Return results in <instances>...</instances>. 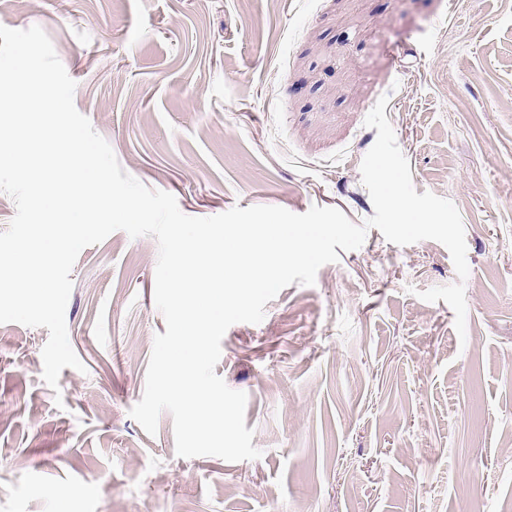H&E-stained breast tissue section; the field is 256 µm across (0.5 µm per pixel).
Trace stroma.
<instances>
[{"label": "stroma", "instance_id": "1", "mask_svg": "<svg viewBox=\"0 0 512 512\" xmlns=\"http://www.w3.org/2000/svg\"><path fill=\"white\" fill-rule=\"evenodd\" d=\"M41 27L121 167L189 216L375 211L382 95L417 193L465 229L466 336L420 291L448 250L370 229L312 286L225 333L260 458L175 453L130 417L156 334L154 237L85 248L65 318L84 371L42 379L47 328L0 324V512H506L512 504V0H0Z\"/></svg>", "mask_w": 512, "mask_h": 512}]
</instances>
